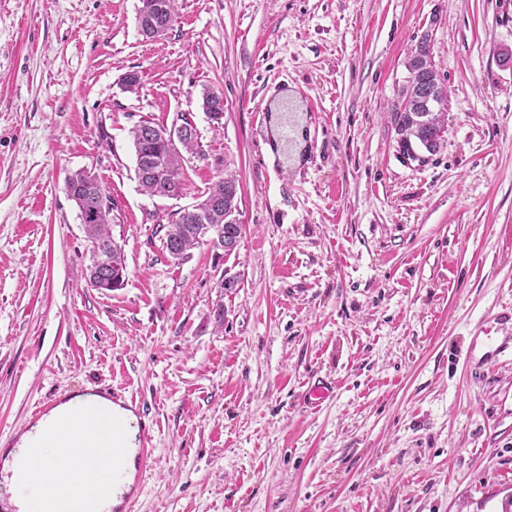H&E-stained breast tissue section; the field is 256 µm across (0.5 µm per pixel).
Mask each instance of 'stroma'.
<instances>
[{"mask_svg":"<svg viewBox=\"0 0 512 512\" xmlns=\"http://www.w3.org/2000/svg\"><path fill=\"white\" fill-rule=\"evenodd\" d=\"M139 5L0 0V441L108 388L153 423L133 512H499L512 354L460 355L512 334V0H177L159 40ZM425 34L448 99L414 159L388 108ZM287 89L296 168L264 150L260 105ZM184 116L185 190L148 197L130 130ZM78 170L112 199L122 288L89 282ZM227 171L237 248L172 260L162 224ZM318 377L336 388L305 407ZM482 332L483 330H480L477 336H473L470 351L468 353V359H474L477 348L484 351L480 359H483V362L485 363L496 360L501 354H503L507 350L509 342L512 350V336H505L501 341H493L489 336H479Z\"/></svg>","mask_w":512,"mask_h":512,"instance_id":"obj_1","label":"stroma"}]
</instances>
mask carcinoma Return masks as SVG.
<instances>
[{
    "label": "carcinoma",
    "instance_id": "cac0c4a2",
    "mask_svg": "<svg viewBox=\"0 0 512 512\" xmlns=\"http://www.w3.org/2000/svg\"><path fill=\"white\" fill-rule=\"evenodd\" d=\"M176 2L140 0L137 11L140 34L152 40L155 31L171 30L176 19ZM430 42L429 35L422 36L408 57L407 80L391 103L389 113L401 141L418 143L427 151L434 152L443 138L442 110L448 98V89L434 69ZM202 108L212 120L221 123L224 115L223 95L214 91L205 92ZM160 128V124L142 120L131 130L138 169L151 174V177L139 181L138 185L140 191L149 197L179 196L184 190L185 155L197 150V134L186 137L177 150L158 135ZM72 183L74 192L71 198L79 210L86 236L97 253L107 260V265L98 268V277L110 281L120 271L126 270V258L122 247L113 243L109 230L111 207L102 201L106 193L103 187L88 184L82 170L72 174ZM237 195L238 183L234 175L219 177L197 201L194 209L178 212L176 219L165 226L164 248H174L179 253V259H184L187 252L199 243L197 232L203 223L214 225L225 236H241L242 232L231 221L237 212ZM213 200L220 202V208L207 206Z\"/></svg>",
    "mask_w": 512,
    "mask_h": 512
}]
</instances>
